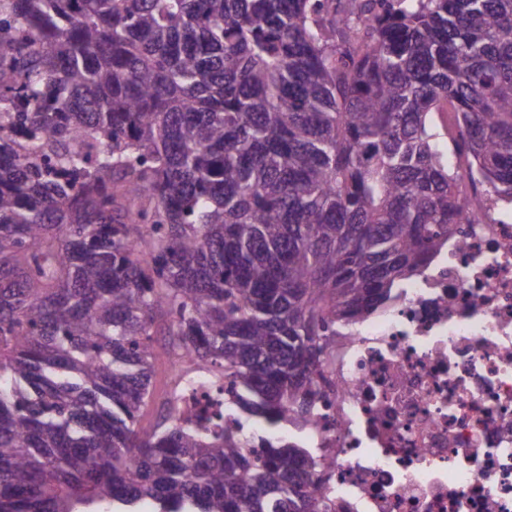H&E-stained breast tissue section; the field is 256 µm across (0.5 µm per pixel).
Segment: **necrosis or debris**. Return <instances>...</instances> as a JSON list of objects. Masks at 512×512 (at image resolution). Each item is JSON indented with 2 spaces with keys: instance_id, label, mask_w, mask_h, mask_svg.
Wrapping results in <instances>:
<instances>
[{
  "instance_id": "obj_1",
  "label": "necrosis or debris",
  "mask_w": 512,
  "mask_h": 512,
  "mask_svg": "<svg viewBox=\"0 0 512 512\" xmlns=\"http://www.w3.org/2000/svg\"><path fill=\"white\" fill-rule=\"evenodd\" d=\"M399 296L341 337L313 420L336 512H512V207L469 195Z\"/></svg>"
}]
</instances>
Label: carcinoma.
<instances>
[{"label":"carcinoma","instance_id":"carcinoma-1","mask_svg":"<svg viewBox=\"0 0 512 512\" xmlns=\"http://www.w3.org/2000/svg\"><path fill=\"white\" fill-rule=\"evenodd\" d=\"M346 2L0 0V512L330 510L336 329L512 203V0ZM160 322L238 428L140 425Z\"/></svg>","mask_w":512,"mask_h":512}]
</instances>
